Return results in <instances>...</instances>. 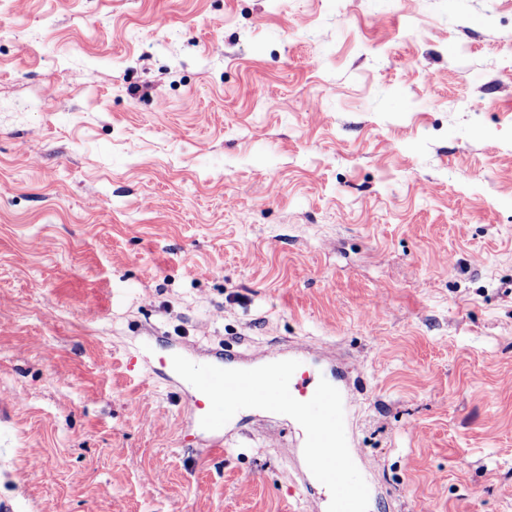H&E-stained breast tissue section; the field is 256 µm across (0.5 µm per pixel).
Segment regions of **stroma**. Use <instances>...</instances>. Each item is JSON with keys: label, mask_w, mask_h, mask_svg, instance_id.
I'll list each match as a JSON object with an SVG mask.
<instances>
[{"label": "stroma", "mask_w": 512, "mask_h": 512, "mask_svg": "<svg viewBox=\"0 0 512 512\" xmlns=\"http://www.w3.org/2000/svg\"><path fill=\"white\" fill-rule=\"evenodd\" d=\"M218 350L344 361L368 512H512V0H0V512H301Z\"/></svg>", "instance_id": "stroma-1"}]
</instances>
